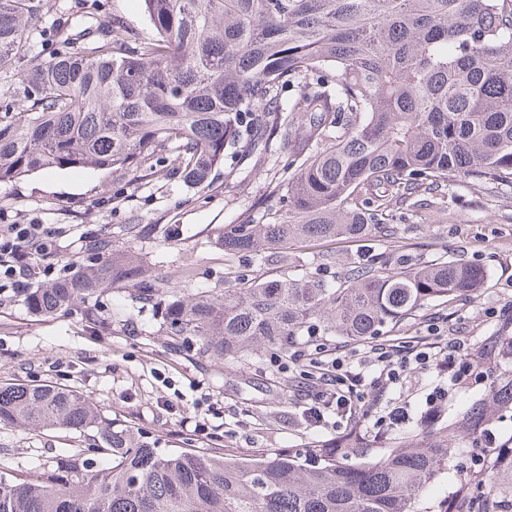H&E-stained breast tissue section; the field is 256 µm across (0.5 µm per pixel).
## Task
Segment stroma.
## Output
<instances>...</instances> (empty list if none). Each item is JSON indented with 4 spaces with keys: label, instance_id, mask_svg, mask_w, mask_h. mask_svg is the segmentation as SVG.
Wrapping results in <instances>:
<instances>
[{
    "label": "stroma",
    "instance_id": "obj_1",
    "mask_svg": "<svg viewBox=\"0 0 512 512\" xmlns=\"http://www.w3.org/2000/svg\"><path fill=\"white\" fill-rule=\"evenodd\" d=\"M100 5L102 22L117 20L136 34H150L142 0H100ZM287 157V147L278 141L262 156L230 154L200 186L172 176L168 152L146 161L137 181L112 168L44 170L0 183V225L55 227L51 256L33 261L40 270L37 282H45L50 267L89 268L94 262L89 242L99 237L109 239L113 250L138 253L163 286L190 294H220L243 277L277 279L302 272L337 277L370 258L434 263L455 257L484 268L483 288L451 303L427 304L411 319L386 328L384 340L425 335L435 319L473 353L488 336H512V194L479 189L461 178L450 189L447 209L403 207L389 236L307 242L260 259L225 254L218 242L225 225L278 207L275 186L283 181ZM130 291L127 284L107 289L49 317L30 315L22 296L0 299V383L37 380L75 388L105 416L160 439L165 448L303 451L315 440L335 442L341 430L356 429L371 443L402 441L425 425L420 413L438 383L431 370L418 368L407 376L412 419L405 428L374 426L373 418L384 411L380 405L370 419L341 422L339 430L312 428L302 412L319 391L317 382L290 371L291 386L284 391L271 362L240 367L199 353L167 336L155 310L132 301ZM93 314L98 317L94 323L89 320ZM489 385V379L475 375L448 384L447 401L433 426L458 419ZM212 403L222 408L221 417H208ZM203 418L210 421L205 436L195 429ZM490 429L491 436L463 439L441 479L420 497L418 512H433L474 469L475 457L488 442L499 447L512 443V415L492 413ZM88 445L87 437L68 430L35 432L2 423L0 471L35 475L48 457Z\"/></svg>",
    "mask_w": 512,
    "mask_h": 512
}]
</instances>
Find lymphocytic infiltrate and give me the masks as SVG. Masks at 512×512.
I'll return each mask as SVG.
<instances>
[{
    "label": "lymphocytic infiltrate",
    "mask_w": 512,
    "mask_h": 512,
    "mask_svg": "<svg viewBox=\"0 0 512 512\" xmlns=\"http://www.w3.org/2000/svg\"><path fill=\"white\" fill-rule=\"evenodd\" d=\"M54 235V229L46 224H7L0 228L1 291L24 288L19 270L28 268L32 254L49 253ZM463 347L462 339L441 336L439 326L432 323L426 335L404 345L373 342L350 355L332 354L324 346L314 355L294 352V364L321 385L305 415L319 427L325 425V415L331 411L340 417L356 415L378 395L399 385L415 366L429 367L438 376H447L455 370V354Z\"/></svg>",
    "instance_id": "obj_1"
}]
</instances>
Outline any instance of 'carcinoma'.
Returning a JSON list of instances; mask_svg holds the SVG:
<instances>
[{"label":"carcinoma","instance_id":"1","mask_svg":"<svg viewBox=\"0 0 512 512\" xmlns=\"http://www.w3.org/2000/svg\"><path fill=\"white\" fill-rule=\"evenodd\" d=\"M152 34L104 26L98 0L65 6L39 58L40 0H0V183L48 169L119 168L131 179L167 149L192 185L226 151L265 153L293 136L294 114L319 140L288 154L280 207L224 228L227 254L364 239L418 197L441 204L461 177L512 189V0H143ZM291 91L288 102L279 89ZM95 266L24 292L52 316L117 284L160 312L170 336L250 365L319 335L367 343L428 302L480 288L484 270L456 258L347 269L333 282L254 277L220 296L162 288L133 252L93 246ZM479 370L512 356L493 336ZM512 411V375L461 419L407 445L374 450L349 431L308 457L159 446L52 382L0 384V423L95 432L42 472L0 473V512H417L461 439L490 411ZM376 454H371V451ZM440 512H512V449L460 481Z\"/></svg>","mask_w":512,"mask_h":512}]
</instances>
